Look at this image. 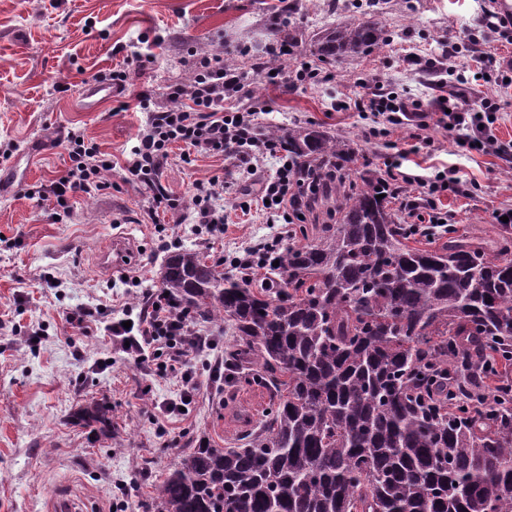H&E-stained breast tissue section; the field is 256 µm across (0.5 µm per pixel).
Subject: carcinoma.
Returning <instances> with one entry per match:
<instances>
[{
	"instance_id": "1",
	"label": "carcinoma",
	"mask_w": 512,
	"mask_h": 512,
	"mask_svg": "<svg viewBox=\"0 0 512 512\" xmlns=\"http://www.w3.org/2000/svg\"><path fill=\"white\" fill-rule=\"evenodd\" d=\"M354 20L319 38L327 62L386 44ZM241 54L268 68L259 42ZM288 157L356 161L313 125L277 135ZM377 178L351 189L337 224H306L253 288L199 253L171 254L161 288L195 321L222 322L228 378L270 393L238 448L198 443L154 486L146 512H512V225L493 246L448 229L410 245ZM76 421L112 434L110 407Z\"/></svg>"
}]
</instances>
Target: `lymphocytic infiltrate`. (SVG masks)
I'll return each mask as SVG.
<instances>
[{"mask_svg":"<svg viewBox=\"0 0 512 512\" xmlns=\"http://www.w3.org/2000/svg\"><path fill=\"white\" fill-rule=\"evenodd\" d=\"M459 53V44L455 41L444 49L447 67L444 78L439 81L440 87L451 85L461 90L469 85L472 75H485L497 66V58L492 53L476 57L473 66H459ZM245 81V74L225 69L224 54L219 51L202 57L190 85L170 87L166 105L152 104L150 92L142 91L139 104L147 109L148 116L139 130L136 145L119 165L101 152L98 144L88 139L82 130L69 129L63 136L69 164L63 175L39 191V200L51 199L57 207L68 209L72 197H93L111 189L107 175L118 166L126 180L137 184L146 194L150 216L177 210L178 205L163 187L161 176L172 161L174 146L182 144L192 153L232 158L241 168L251 166L260 170L268 158L278 159L274 175L260 183L270 212L287 221L291 216L311 210L318 200L320 186L314 178L315 167L289 159L275 140L261 134L256 110L238 106ZM340 107L377 113L391 125L400 124L409 109L424 108L435 115L436 120L418 123L412 135L417 144L433 146L428 130L436 125L447 129L456 146L493 154L502 151L497 138L479 123L480 113L501 110L502 99L497 95L472 101L460 93L452 98L440 96L425 105L418 101L410 105L398 97L372 92L341 102ZM405 158L402 151L387 157L382 176L384 192L399 201L412 227L454 224L455 214L443 208L441 198L447 191L462 195L459 180L441 173L425 177L402 172ZM189 217L191 223L205 225L209 231L223 232V180L214 178L196 184ZM146 298L151 306L150 314L140 315L128 328L123 327L121 319L111 318L106 330L113 341L126 346L128 354L134 355L137 361H144L149 354L159 360L164 373L181 382V400L191 401L197 385L186 369V358L190 350L205 339L206 333L163 292H147Z\"/></svg>","mask_w":512,"mask_h":512,"instance_id":"f902f5d3","label":"lymphocytic infiltrate"}]
</instances>
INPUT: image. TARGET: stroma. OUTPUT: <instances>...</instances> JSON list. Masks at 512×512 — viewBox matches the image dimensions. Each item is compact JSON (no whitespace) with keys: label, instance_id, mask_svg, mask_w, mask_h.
Masks as SVG:
<instances>
[{"label":"stroma","instance_id":"stroma-1","mask_svg":"<svg viewBox=\"0 0 512 512\" xmlns=\"http://www.w3.org/2000/svg\"><path fill=\"white\" fill-rule=\"evenodd\" d=\"M277 0H0V512H51L64 495L86 500L87 512H144L152 487L200 438L236 447L247 425L269 406L268 392L244 382L214 379L228 339L222 326L205 324L216 346L190 351L187 364L198 392L185 411L164 406L180 399L175 379L148 372L113 348L102 329L80 331L70 312L92 308L102 318L125 307L142 312L144 293L159 288L167 253L191 249L234 273L241 247L273 237L290 244V227L267 223L255 191L237 183L224 192L223 233L197 232L179 223V212L149 219L147 200L135 183L113 171V187L77 197L58 213L53 201L24 197L28 188L50 185L68 165V128L76 127L100 149L122 158L137 143L147 114L136 100L149 90L165 100L169 86L189 83L204 53L239 57L250 33L272 40ZM288 15L297 36L294 57L281 70L294 76L301 61H314V41L352 19L384 26L389 42L380 49L325 64L333 81L270 86L264 75L240 65L248 81L244 104L259 107L260 125L288 128L312 124L354 143L358 173L383 171L391 147L408 149L412 121L383 133L370 112L337 110L341 100L371 90L410 100L440 95L441 49L464 39L485 0H293ZM145 65L128 64L130 51ZM125 67L130 78L116 109L113 100L97 111L83 107L81 92L95 74ZM378 128L368 137L369 128ZM434 149L409 152L402 169L414 175L448 172L466 182L470 195L444 194L442 205L456 214L459 232L492 237L494 213L512 208V151L494 156L456 147L447 132L431 129ZM174 161L161 182L189 210L196 183L232 168L220 156L192 155ZM129 238L125 267L99 261L113 236ZM40 329L30 341L29 327ZM95 398L112 409V434L100 437L75 424L72 415Z\"/></svg>","mask_w":512,"mask_h":512}]
</instances>
